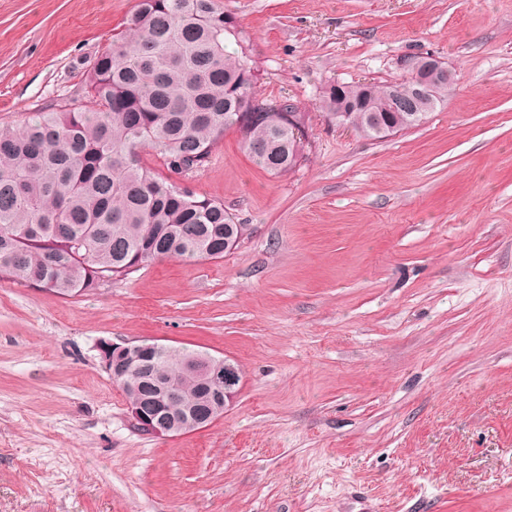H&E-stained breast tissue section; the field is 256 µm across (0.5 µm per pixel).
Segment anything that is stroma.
Masks as SVG:
<instances>
[{
	"label": "stroma",
	"instance_id": "35a3bbf8",
	"mask_svg": "<svg viewBox=\"0 0 512 512\" xmlns=\"http://www.w3.org/2000/svg\"><path fill=\"white\" fill-rule=\"evenodd\" d=\"M136 0H0V127L83 96ZM255 94L309 118L273 176H186L244 237L63 297L0 280V512H512V0H221ZM430 54L455 91L380 140L320 107ZM236 360L208 427L131 424L101 342Z\"/></svg>",
	"mask_w": 512,
	"mask_h": 512
}]
</instances>
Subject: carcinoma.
I'll return each mask as SVG.
<instances>
[{
  "mask_svg": "<svg viewBox=\"0 0 512 512\" xmlns=\"http://www.w3.org/2000/svg\"><path fill=\"white\" fill-rule=\"evenodd\" d=\"M219 0H137L126 29L96 58L85 79L96 109L63 106L35 112L24 130L0 127V276L75 296L102 285L111 269L177 257L209 259L237 236L217 198H200L171 181L181 164L210 162L214 145L234 130L265 171L296 167L305 144L288 125V101L258 100L244 50ZM454 83L432 77L427 99L414 85L343 83L323 91L326 116L364 137L422 124L448 100ZM150 148L168 171L143 159ZM191 405L205 408L207 382L182 380Z\"/></svg>",
  "mask_w": 512,
  "mask_h": 512,
  "instance_id": "obj_1",
  "label": "carcinoma"
}]
</instances>
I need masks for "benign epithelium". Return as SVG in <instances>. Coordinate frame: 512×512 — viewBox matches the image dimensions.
Segmentation results:
<instances>
[{
    "label": "benign epithelium",
    "instance_id": "benign-epithelium-1",
    "mask_svg": "<svg viewBox=\"0 0 512 512\" xmlns=\"http://www.w3.org/2000/svg\"><path fill=\"white\" fill-rule=\"evenodd\" d=\"M404 68L408 71V78L418 82L417 93L420 95L425 92L422 73L435 70L451 74V69L442 65L437 58L414 57L405 61ZM160 348L162 345L155 341L101 343L102 362L112 380L119 381L130 376L135 381L134 388L141 393L136 400H126L131 422L145 435L166 438L184 434L187 427L194 430L207 427L214 421L212 415L224 411L237 396L241 381L238 365L226 357L213 364L208 353L185 357L180 349L167 347L183 373L210 378L218 391L216 400L210 405L209 417L201 419L189 411L180 386L170 381L164 369L153 361L154 353Z\"/></svg>",
    "mask_w": 512,
    "mask_h": 512
}]
</instances>
